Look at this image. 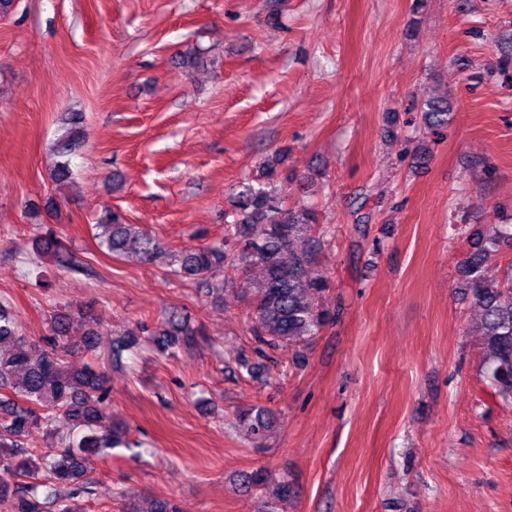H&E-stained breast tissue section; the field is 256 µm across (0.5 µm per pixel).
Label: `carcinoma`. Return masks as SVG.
<instances>
[{
	"label": "carcinoma",
	"mask_w": 512,
	"mask_h": 512,
	"mask_svg": "<svg viewBox=\"0 0 512 512\" xmlns=\"http://www.w3.org/2000/svg\"><path fill=\"white\" fill-rule=\"evenodd\" d=\"M420 119L430 132L448 125V101L431 98L420 107ZM84 141L83 115L67 113L62 133L52 147L55 161L51 175L64 185L70 183V156ZM282 158L263 164L261 181L240 183L233 194L234 219L225 225V237L237 248L207 246L186 251L179 258L181 272L199 276L211 289L225 283L230 270L251 266L261 270L251 284L255 296L252 335L270 348L297 344L317 335L336 320L335 310L319 303L329 288L322 276H314L311 266L324 246L316 210L306 204L290 206L277 192L276 183L289 178L278 171ZM105 228L100 246L117 256L153 260L162 254L158 240L128 224L118 211L99 220ZM457 236H466L470 250L459 265L460 288L472 298L481 316L480 341L487 357L491 396L512 404V266L511 273L492 283L485 276L489 258L504 242L512 244V225L499 224L484 233L467 232L463 224L453 225ZM33 253L58 265L77 266L63 244L52 235L41 237ZM70 317L59 315L46 346L29 344L17 335L13 321L0 306V495L14 501V512H84L81 501L92 492L95 463L116 448L129 447L127 429L121 424L105 426L107 398L102 373L86 364L71 370L65 361ZM198 331L181 317L170 315L152 333L151 343L161 355L174 356L176 350L196 343ZM236 425L244 433L262 438L272 421L263 407L242 410ZM42 432L56 438L60 452L40 454L33 435ZM294 494L284 480L269 490L275 504ZM124 512H179L169 499L154 498L150 507L131 505Z\"/></svg>",
	"instance_id": "1"
}]
</instances>
